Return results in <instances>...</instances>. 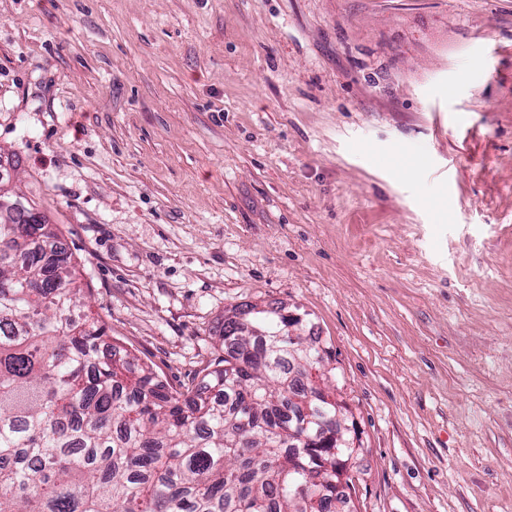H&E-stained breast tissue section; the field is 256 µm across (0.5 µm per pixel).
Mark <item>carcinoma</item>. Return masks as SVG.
I'll list each match as a JSON object with an SVG mask.
<instances>
[{"label":"carcinoma","instance_id":"carcinoma-1","mask_svg":"<svg viewBox=\"0 0 512 512\" xmlns=\"http://www.w3.org/2000/svg\"><path fill=\"white\" fill-rule=\"evenodd\" d=\"M0 174V512H335L353 449L323 446L334 409L288 342V317L224 323V357L172 390L105 327L75 319L79 269L47 215ZM214 391L210 397L207 391ZM333 471L316 483V459ZM320 493L317 506L307 498Z\"/></svg>","mask_w":512,"mask_h":512}]
</instances>
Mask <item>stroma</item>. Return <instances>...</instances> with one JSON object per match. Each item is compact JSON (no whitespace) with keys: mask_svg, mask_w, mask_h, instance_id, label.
Returning <instances> with one entry per match:
<instances>
[{"mask_svg":"<svg viewBox=\"0 0 512 512\" xmlns=\"http://www.w3.org/2000/svg\"><path fill=\"white\" fill-rule=\"evenodd\" d=\"M172 387L281 308L352 512H512V0H0V156Z\"/></svg>","mask_w":512,"mask_h":512,"instance_id":"obj_1","label":"stroma"}]
</instances>
